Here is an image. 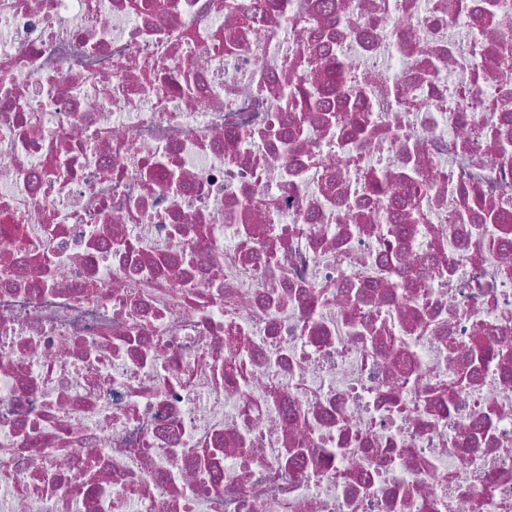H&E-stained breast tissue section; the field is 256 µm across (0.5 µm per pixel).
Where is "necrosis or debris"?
Segmentation results:
<instances>
[{
	"instance_id": "1",
	"label": "necrosis or debris",
	"mask_w": 512,
	"mask_h": 512,
	"mask_svg": "<svg viewBox=\"0 0 512 512\" xmlns=\"http://www.w3.org/2000/svg\"><path fill=\"white\" fill-rule=\"evenodd\" d=\"M504 39L0 0V512H512Z\"/></svg>"
}]
</instances>
